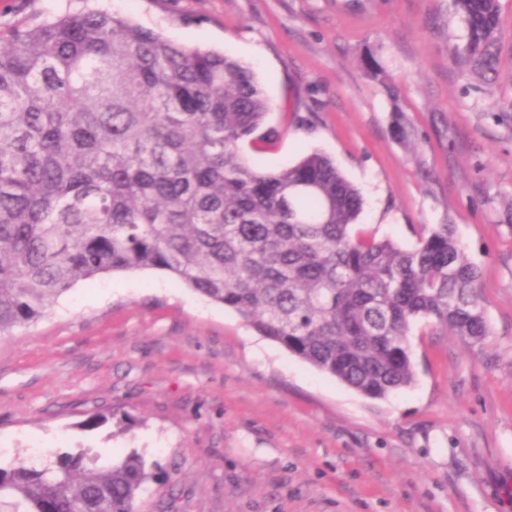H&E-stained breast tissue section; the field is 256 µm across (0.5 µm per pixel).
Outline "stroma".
<instances>
[{"instance_id":"1","label":"stroma","mask_w":512,"mask_h":512,"mask_svg":"<svg viewBox=\"0 0 512 512\" xmlns=\"http://www.w3.org/2000/svg\"><path fill=\"white\" fill-rule=\"evenodd\" d=\"M98 2L250 66L279 133L258 162L330 155L362 193L358 230L411 247L454 225L489 334L417 322L414 384L370 399L166 272L104 274L0 338V463L138 451L170 473L140 512H512V0L489 82L453 0ZM84 5L0 0V37ZM370 52L396 98L365 75ZM396 109L414 147L391 136Z\"/></svg>"}]
</instances>
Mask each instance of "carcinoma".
I'll return each instance as SVG.
<instances>
[{
	"mask_svg": "<svg viewBox=\"0 0 512 512\" xmlns=\"http://www.w3.org/2000/svg\"><path fill=\"white\" fill-rule=\"evenodd\" d=\"M465 61L497 63L499 0H453ZM365 75L391 96L376 60ZM269 102L254 71L104 10L66 13L0 43V337L81 280L159 269L359 394L415 377L411 326L468 344L488 325L481 273L437 224L416 245L352 232L358 188L326 154L267 171L245 149ZM395 140L414 136L403 115ZM167 479L136 450L91 448L0 466V512H139Z\"/></svg>",
	"mask_w": 512,
	"mask_h": 512,
	"instance_id": "cac0c4a2",
	"label": "carcinoma"
}]
</instances>
